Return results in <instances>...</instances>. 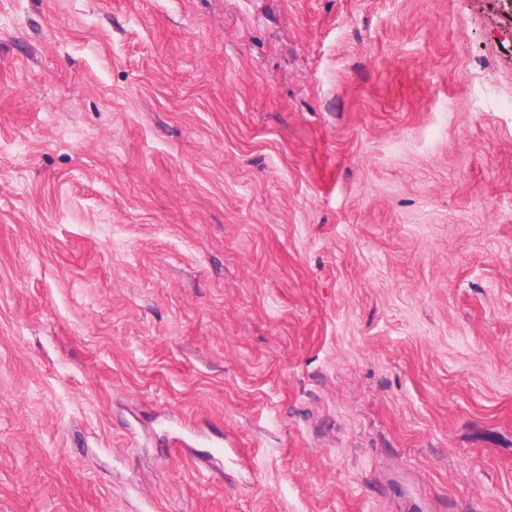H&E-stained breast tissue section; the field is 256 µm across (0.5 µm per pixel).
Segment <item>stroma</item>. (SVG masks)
Masks as SVG:
<instances>
[{
  "label": "stroma",
  "instance_id": "1",
  "mask_svg": "<svg viewBox=\"0 0 512 512\" xmlns=\"http://www.w3.org/2000/svg\"><path fill=\"white\" fill-rule=\"evenodd\" d=\"M512 0H0V512H512Z\"/></svg>",
  "mask_w": 512,
  "mask_h": 512
}]
</instances>
